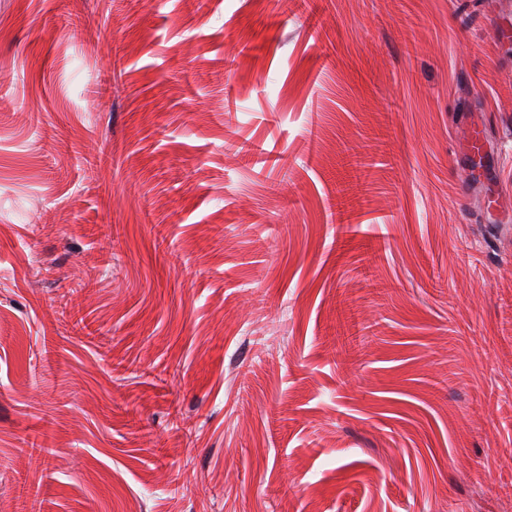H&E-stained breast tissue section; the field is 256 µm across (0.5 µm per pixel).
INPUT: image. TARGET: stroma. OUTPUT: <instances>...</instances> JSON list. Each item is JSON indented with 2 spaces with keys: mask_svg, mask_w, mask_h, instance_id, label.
Listing matches in <instances>:
<instances>
[{
  "mask_svg": "<svg viewBox=\"0 0 512 512\" xmlns=\"http://www.w3.org/2000/svg\"><path fill=\"white\" fill-rule=\"evenodd\" d=\"M499 22L0 0V512H512Z\"/></svg>",
  "mask_w": 512,
  "mask_h": 512,
  "instance_id": "1",
  "label": "stroma"
}]
</instances>
